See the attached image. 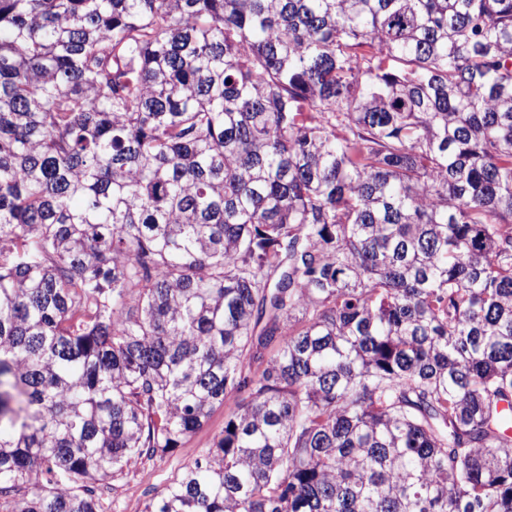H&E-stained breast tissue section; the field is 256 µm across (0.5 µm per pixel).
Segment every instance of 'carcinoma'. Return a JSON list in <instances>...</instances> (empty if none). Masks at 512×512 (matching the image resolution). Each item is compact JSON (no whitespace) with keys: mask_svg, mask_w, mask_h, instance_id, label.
I'll return each mask as SVG.
<instances>
[{"mask_svg":"<svg viewBox=\"0 0 512 512\" xmlns=\"http://www.w3.org/2000/svg\"><path fill=\"white\" fill-rule=\"evenodd\" d=\"M512 512V0H0V512ZM234 397L217 408L208 422L194 435L185 439L179 448L155 466H131L129 471L112 483L116 491L110 492L103 501L105 512H141L152 495L166 486L182 468L210 448L224 430V416Z\"/></svg>","mask_w":512,"mask_h":512,"instance_id":"1","label":"carcinoma"}]
</instances>
